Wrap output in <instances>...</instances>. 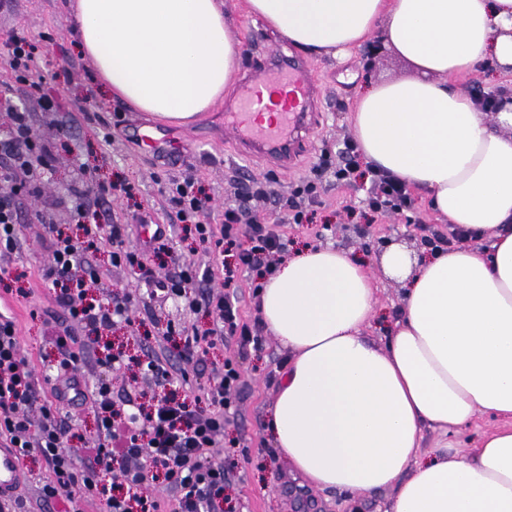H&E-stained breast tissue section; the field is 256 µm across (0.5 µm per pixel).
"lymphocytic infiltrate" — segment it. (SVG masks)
I'll list each match as a JSON object with an SVG mask.
<instances>
[{"instance_id": "lymphocytic-infiltrate-1", "label": "lymphocytic infiltrate", "mask_w": 512, "mask_h": 512, "mask_svg": "<svg viewBox=\"0 0 512 512\" xmlns=\"http://www.w3.org/2000/svg\"><path fill=\"white\" fill-rule=\"evenodd\" d=\"M42 52L22 35H11L0 46V63L25 84L29 96L41 111L57 109L54 98L44 94L34 81L40 72ZM0 108L10 110L12 122L0 132V154L9 157L0 165V261H10L19 247V193L41 196L39 168L51 158L49 147L33 133L28 113L14 110L11 99L0 94ZM317 175L333 177L336 184L350 183L360 175L353 142L342 152L322 151L315 167ZM266 190L250 189L235 194L224 209L221 227L209 224L210 198L198 181L187 177L172 181L164 192L166 204L180 223L189 225L202 254L208 258L204 276H211L212 262L224 263V291L209 297L214 324L203 331L181 329L186 360L207 354L224 336L236 337L239 346H260L258 326L242 321L236 286L240 274L263 277L269 273L268 256L283 251L284 224L311 223L321 195L316 183L306 182L294 189L283 211L270 214L259 208ZM373 214H400L412 208L413 200L405 181L392 176L373 175L363 201ZM54 200H46L38 219L47 224L44 245L50 262L41 279L51 286L54 301L70 320L62 333L53 336L55 355L50 361L51 389H44L34 366L21 351L16 320L0 312V445L16 449L21 460H41L50 477L41 487L43 502L59 500L70 512L78 501L98 499L104 512H160L159 500L147 495L151 482L160 480L179 496L181 512H211L224 499L226 473L211 464L212 455L222 452L226 421L236 412L234 395L241 373L232 359L203 391H195L186 369L169 372L157 361H148L144 376L167 382V390L154 397L149 406L117 409L112 385L99 381L87 387L82 375L88 351L79 345L77 331L91 333L111 330L130 323L131 297L90 298L86 279L79 272L83 253L105 244L112 266L146 270L150 254L132 249L123 225L103 229L99 224L82 225L81 236L52 226L50 211ZM89 404L95 429L92 440L73 448L72 427L63 416L61 404Z\"/></svg>"}]
</instances>
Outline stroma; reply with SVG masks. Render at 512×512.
Returning a JSON list of instances; mask_svg holds the SVG:
<instances>
[{"label":"stroma","mask_w":512,"mask_h":512,"mask_svg":"<svg viewBox=\"0 0 512 512\" xmlns=\"http://www.w3.org/2000/svg\"><path fill=\"white\" fill-rule=\"evenodd\" d=\"M224 11L232 22V33L240 40L243 50L235 82L224 91L207 112L189 124H170L166 130L175 140L189 144L192 153L179 167L163 164L128 136L130 124L149 121L150 116L113 98L102 87L91 60L79 49L76 33L75 0H0V43L13 34L26 36L44 50L42 71L48 79L45 90L54 96L60 108L55 112L40 111L29 98L23 85L14 81L9 70L0 67V91L8 92L14 106L26 109L39 140L53 147L54 160L41 173L46 197L61 198L62 203L52 213L53 223L70 234H77L75 201L69 196L72 186L85 192L84 201L89 220L93 223L122 224L126 227L127 243L143 248L136 213L150 214L154 222L165 225L171 251L164 255L163 265L152 268L153 275L178 272L185 263H194L204 270L202 256L191 233L187 232L173 210L165 209L163 190L171 179L186 174L197 177L210 196L208 218L211 224H221L224 205L233 198L235 187H251L253 182L274 178L276 194L290 192L313 180V166L323 150L338 151L351 138V113L358 90L368 82L414 76L406 61L388 49L369 55L367 48L351 52L344 59L308 56L322 85L323 124L310 151L296 160L293 171H285L267 160L245 161L224 144V104L246 89V77L258 44L269 49L284 47L277 34L253 23L246 12L245 0H223ZM94 97L85 110H78L75 101L86 90ZM111 141H104V134ZM117 182L134 185V199L117 194L100 195V186ZM368 185L357 180L345 186L324 183L321 193L323 206L317 209L312 223L287 224L282 231L288 248L300 246H334L358 253L368 263L378 288V317L395 318L401 308L402 288L390 279L382 265L381 255L387 244L398 243L410 251L422 248L424 228L449 232L447 222L432 211L420 192H413L414 206L404 214H389L373 221L347 220L342 203H359L367 194ZM42 201L23 197L18 201L21 220V248L8 264L9 274L0 282V291L10 288V312L18 321L23 353L33 363L38 376H45L48 365L44 358L53 348L47 338L41 309L52 306V293L41 285V273L49 262L43 245L47 228L36 219ZM87 261L98 275L95 297L132 295L131 323L110 331L113 346L132 357L128 368L115 373L96 361L84 368L86 383L111 379L112 397L120 401L132 398L144 402L146 396L161 392L160 382L144 378L142 362L160 360L169 371L188 368L195 385L208 386L210 379L221 371L225 357H235L239 363L242 385L236 396L239 413L225 427L224 452L217 455L228 473L224 494L231 500L232 512H301L314 504L318 512H384L388 492H358L348 500H340L332 489H307L300 476L292 474L287 463L279 458L265 431L267 409L273 402L284 369L287 353L271 334H264L260 349L239 348L236 338L228 337L202 356L194 367H186L174 342L165 338L168 326L196 328L205 331L213 318L206 305L210 295L220 293L222 273L213 278H196L189 285L196 298L195 312H187L180 302L151 297L139 271L113 267L108 253L88 254ZM28 289V297L17 296L18 288Z\"/></svg>","instance_id":"1"}]
</instances>
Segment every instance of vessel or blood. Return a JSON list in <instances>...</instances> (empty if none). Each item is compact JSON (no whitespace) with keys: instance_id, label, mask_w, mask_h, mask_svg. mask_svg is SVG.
<instances>
[{"instance_id":"b4317fda","label":"vessel or blood","mask_w":512,"mask_h":512,"mask_svg":"<svg viewBox=\"0 0 512 512\" xmlns=\"http://www.w3.org/2000/svg\"><path fill=\"white\" fill-rule=\"evenodd\" d=\"M249 78L290 89L294 101L284 107L275 123L264 127L252 120L253 112L262 107L260 97L248 90L241 93L233 108L224 114V128L231 133L239 153L284 158L304 153L315 125L312 104L319 95L308 62L277 50L271 51L263 54L251 68ZM128 135L169 164L175 165L187 158L186 152L176 149L169 135L155 125L135 124L129 128ZM21 478L22 466L17 452L0 447V499L14 496Z\"/></svg>"}]
</instances>
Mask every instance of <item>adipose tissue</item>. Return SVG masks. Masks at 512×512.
Here are the masks:
<instances>
[{
    "instance_id": "ef3b65f1",
    "label": "adipose tissue",
    "mask_w": 512,
    "mask_h": 512,
    "mask_svg": "<svg viewBox=\"0 0 512 512\" xmlns=\"http://www.w3.org/2000/svg\"><path fill=\"white\" fill-rule=\"evenodd\" d=\"M254 23L334 55L378 39L415 70L370 84L351 123L369 170L424 191L469 246L381 262L404 287L385 348L363 334L377 288L332 247L284 258L260 291L288 352L270 408L274 447L310 487L389 489L385 512H512V103L497 117L457 88L486 62L512 70V0H246ZM77 34L112 95L178 124L219 99L240 43L222 0H76ZM498 426L463 455H422L478 413Z\"/></svg>"
}]
</instances>
